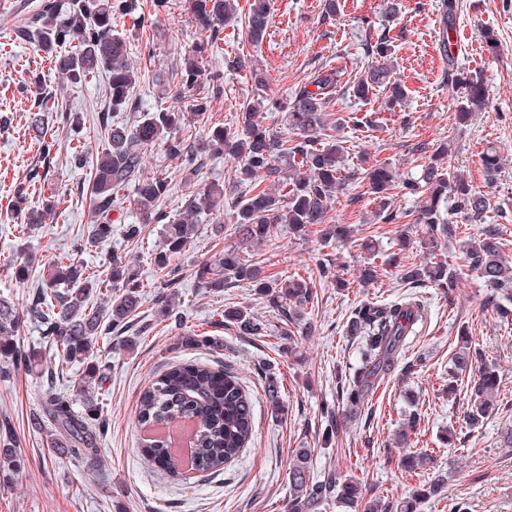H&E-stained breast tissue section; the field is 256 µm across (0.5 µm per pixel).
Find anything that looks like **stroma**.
<instances>
[{
    "mask_svg": "<svg viewBox=\"0 0 512 512\" xmlns=\"http://www.w3.org/2000/svg\"><path fill=\"white\" fill-rule=\"evenodd\" d=\"M401 9L386 22L382 0H338L334 20H324L322 0H270L272 26L261 44H253L240 27L224 29V51L203 61L206 73L224 77V94L208 112L190 116L188 130L202 136L214 126L236 127L240 109L261 98L289 96L311 80L322 66L345 73L367 70L371 60L363 45L390 27L396 39L394 76L408 89L401 106L387 110L385 94L361 100L348 82H341L329 106L338 119L336 136L348 150L347 172L359 170L361 153L371 163L392 169L400 178L419 173L417 144L427 150L448 145L452 170L464 175L473 191L485 196L492 223L497 224L504 256L512 262V0H457L456 33L452 48L460 70L479 72L488 84L484 111L458 122L456 110L462 89L448 81V62L440 52L438 13L441 0H399ZM129 39L135 60L151 86L141 96L139 111L189 109L195 91L173 96L172 84L185 53L205 35L199 31L185 0H169L168 8H146L144 23L124 18L118 25ZM493 31L497 44L488 47L483 35ZM244 59L246 68L232 70L227 62ZM260 68L265 88H257L251 68ZM106 77L96 74L81 84L67 83L53 70L37 45L0 47V295L26 307L41 285L37 270L61 253L77 254L91 275L104 276L113 257L131 261L143 283L142 304L128 324L111 338L100 339L93 358L103 370L98 402L108 420L98 452L59 458L47 436L32 430L30 421L44 414L47 394L81 408L74 388L83 366L73 363L46 378L41 369L12 368L0 378V440L20 448L26 466L0 472V512H288V473L295 451L312 448L314 481L352 476L365 484L369 497L392 504L443 477L438 496L426 500L418 512H449L450 503H467L469 512H512V313L505 315L489 301L491 291L465 266L457 243L439 240L434 248L423 243L424 227L411 223L417 210L414 197L396 198L391 221H384L359 181L337 191L327 215L331 224H349L372 237L374 251L347 241H324L316 230L295 236L287 225H274L261 246L246 252L259 261L267 279L303 276L311 288L301 318L283 316L250 285L235 282L222 291L199 288L198 266L214 260L235 239L228 229L231 215L203 219L197 235L180 255L171 258V274L161 273L154 256L162 247L160 227L147 225L139 243L127 241L126 225L135 223L133 188L118 197L119 220L110 239L94 247L86 242L89 224V169H75L67 159L74 150L94 157L107 143L98 123L105 105ZM48 93L43 105L47 139L53 140L49 178L58 207L43 227L19 234L23 211L14 196L40 158L36 134L27 128V115L37 91ZM83 111V127L71 129L63 112ZM377 129L362 126L365 116ZM495 146L504 166L487 178L480 156ZM234 163L224 156L206 159L196 175L182 171L162 148L148 150L146 174L173 175L174 188L166 205L178 213L190 191L213 182L225 184L226 195H237L229 184ZM225 233L215 234L213 224ZM29 258L35 273L19 281L7 270L16 257ZM394 261L399 266L445 262L460 272L453 294L431 284L412 286L396 277H382L370 286L359 282L367 262ZM331 265L344 280L336 287L322 278V265ZM405 297L419 299L426 318L409 337L401 366L376 382L363 405L353 408L342 399V388L359 364L362 338L347 335L346 326L363 302L388 303ZM178 302L186 327L214 339V348L187 349L177 344L168 323L159 319L164 301ZM247 310L266 326L261 336L240 334L225 323L226 308ZM313 332L303 335V324ZM467 331L483 362L495 365L501 377L498 410L472 430L462 428L467 408L464 390L449 394L452 350L460 331ZM199 359L230 367L254 404V437L243 453L221 473L201 477L172 475L144 462L143 435L137 423L139 395L149 379L174 363ZM276 383L284 414L271 413L268 383ZM338 407L340 426L329 435L322 414L324 403ZM420 414L412 449L432 455L434 465L424 478H412L399 461L405 449L395 436L410 407Z\"/></svg>",
    "mask_w": 512,
    "mask_h": 512,
    "instance_id": "stroma-1",
    "label": "stroma"
}]
</instances>
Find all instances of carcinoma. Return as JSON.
Masks as SVG:
<instances>
[{"label":"carcinoma","mask_w":512,"mask_h":512,"mask_svg":"<svg viewBox=\"0 0 512 512\" xmlns=\"http://www.w3.org/2000/svg\"><path fill=\"white\" fill-rule=\"evenodd\" d=\"M235 0H188V8L196 27L209 33L207 41L196 45L182 62L179 87L194 89L207 82L202 96L193 99L190 111L197 114L209 110L213 99L224 95V83L218 76L203 79V57L220 49L224 28L235 20ZM142 10L140 0H39L36 10L10 31L11 45L35 43L54 61L56 68L72 83H80L100 72L105 73L108 86L105 96L107 109L99 113L101 126L107 129L108 142L92 164L91 210L92 226L88 244L109 239L112 235V213L116 195L132 184L139 222L125 228L127 241L136 244L149 224L162 225L163 249L155 264L163 270L170 258L181 253L197 234L201 218L224 213L227 197L224 185L213 183L193 192L175 216L165 211L171 192L172 177L143 175L144 154L159 146L180 161L185 171L203 168L212 155H224L235 163L233 183L251 184L245 194L229 205L238 235L239 245L224 250L213 262L198 269L200 287L218 291L224 283L245 282L256 293L269 298L282 312L297 315L310 301V289L305 280L290 277L269 281L256 263L242 258L239 246L260 245L270 236L273 225L286 224L296 233L304 234L309 227L326 224L329 206L336 191L350 176L344 174V146L331 132L336 125L329 122L326 109L336 95L344 72L339 68L318 70L306 84L285 100L265 97L258 106H249L240 113L241 132L220 125L208 130L201 140L188 141L177 135L186 124V113L173 109L144 112L132 126L112 121V113L137 109L134 88L139 82L137 68L129 56L127 37L113 26L115 15L133 16ZM455 0H442V45L448 57L451 78L462 85L466 96L458 105V117L467 119L482 110L488 90L481 75L455 72L451 33L456 31ZM269 0H252L245 20V35L259 44L271 26ZM78 47L63 54L60 49L73 40ZM364 53L373 58L363 74L349 78L354 95L366 99L377 88H384L387 108H394L407 91L392 79L395 54L394 38L384 31L375 42L366 45ZM285 113L288 128L295 137L286 139L264 126L263 109ZM448 147L443 146L429 156L418 176L401 180L387 167L373 165L363 169L362 180L369 194L377 201L380 211L391 207L394 197L416 196L421 199L415 223L425 226L429 241L439 238L453 241L458 225L446 221L442 207L451 205L473 224L483 228L479 236L463 244L466 267L485 286L512 301V266L501 254L499 229L487 223L488 202L473 191L463 175L444 167ZM488 178L501 169V157L489 147L481 157ZM269 182L259 188L255 181ZM48 173L29 174L27 181L15 188L16 198L26 199L30 193L42 196L41 204L24 212L25 223L20 231L29 230L50 220L57 206L54 188L46 185ZM325 240H347L351 230L345 224H327L320 230ZM400 279L411 284L430 282L453 292L458 280L457 270L446 263L413 266L400 270ZM105 304L92 301L94 282L86 268L68 255L59 257L42 276V288L25 309H19L8 298L0 297V357L26 366L44 365L38 354H23L16 349L15 336L23 317L35 321L43 336L54 347L58 359L86 365L77 383L82 398V411L76 412L65 401L49 398V416L54 433L51 448L61 455H79L96 447L100 433L96 425L103 423L97 401L96 384L101 378L100 366L92 359L95 345L112 328L121 326L140 307L143 284L118 258L112 259L107 278ZM161 317L180 329L178 345L189 349L213 346L212 339L182 326V316L174 306L160 309ZM424 306L414 298L390 304L367 302L360 304L348 323V333L365 339L361 363L348 381L345 399L353 407L368 395L376 381L394 370L406 345L407 337L415 334L423 321ZM224 320L237 325L247 336H260L265 325L242 309L224 310ZM479 351L472 348L466 332H461L459 348L451 357L452 375L468 373L465 391L471 403L466 423L476 424L492 413L498 404L499 375L495 366L478 363ZM137 421L150 431L144 440L143 457L154 467L172 474L179 473L182 463L187 471L213 474L224 469L248 447L254 433V405L238 377L229 368H218L200 362L173 365L161 373L140 394ZM176 422H190L195 431L188 459L176 456L172 447L155 431ZM311 449L300 448L289 468L291 493L290 512H314L320 503L332 496L345 508H354L363 500L362 487L354 478L315 483L310 477ZM430 457L423 452H410L402 457L401 467L410 474L424 470ZM25 466L18 448L11 442L0 443V468L17 471ZM440 480L417 489L396 505L399 512H416L421 501L440 494Z\"/></svg>","instance_id":"cac0c4a2"}]
</instances>
